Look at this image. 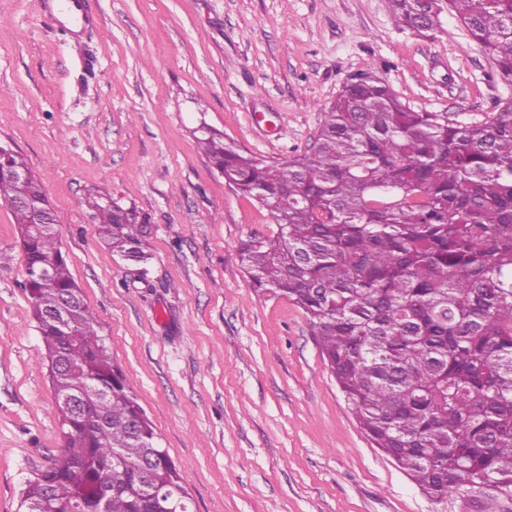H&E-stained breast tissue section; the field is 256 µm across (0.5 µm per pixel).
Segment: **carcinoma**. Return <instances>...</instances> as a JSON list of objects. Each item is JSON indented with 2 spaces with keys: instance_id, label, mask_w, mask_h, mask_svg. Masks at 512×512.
I'll return each mask as SVG.
<instances>
[{
  "instance_id": "carcinoma-1",
  "label": "carcinoma",
  "mask_w": 512,
  "mask_h": 512,
  "mask_svg": "<svg viewBox=\"0 0 512 512\" xmlns=\"http://www.w3.org/2000/svg\"><path fill=\"white\" fill-rule=\"evenodd\" d=\"M385 4L417 31L435 29L442 10L434 0ZM447 5L512 87V0ZM197 141L235 192L270 211L273 228L241 244V266L307 316L371 441L431 497H512V99L480 121L452 122L363 74L325 108L306 154H244L208 127ZM0 164L43 359L50 367L65 351L78 368L49 373L62 448L26 481L22 512H157L159 492L190 505L69 272L43 186L18 152ZM11 169L26 170L27 183ZM87 205L111 254L149 259L146 215L109 197ZM45 263L48 283L37 277ZM67 298L71 343L56 320Z\"/></svg>"
}]
</instances>
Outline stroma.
Listing matches in <instances>:
<instances>
[{
  "mask_svg": "<svg viewBox=\"0 0 512 512\" xmlns=\"http://www.w3.org/2000/svg\"><path fill=\"white\" fill-rule=\"evenodd\" d=\"M0 0V145L29 162L112 358L179 469L192 512H512L433 498L348 409L298 307L251 286L239 247L270 212L199 149L207 126L244 153L309 151L352 78L412 109L474 122L512 97L464 26H399L384 0ZM82 50H75L74 42ZM136 206L146 266L110 256L86 200ZM18 228L0 203V512L62 446Z\"/></svg>",
  "mask_w": 512,
  "mask_h": 512,
  "instance_id": "obj_1",
  "label": "stroma"
}]
</instances>
